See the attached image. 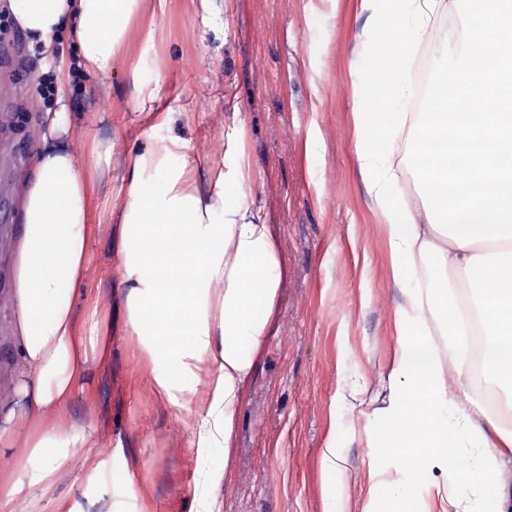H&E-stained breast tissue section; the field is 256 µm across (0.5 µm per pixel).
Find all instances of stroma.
Segmentation results:
<instances>
[{
	"mask_svg": "<svg viewBox=\"0 0 512 512\" xmlns=\"http://www.w3.org/2000/svg\"><path fill=\"white\" fill-rule=\"evenodd\" d=\"M359 13L360 0H212L205 10L199 0H170L154 42L131 43L132 56L144 60L141 79L158 82L170 109L192 117L155 129L156 137L180 134L221 164L227 133L246 124L250 203L277 245L280 286L232 453L209 460L229 466L223 512H333L319 467L331 437L347 459L336 486L345 512H362L370 469L398 478L383 453L388 434L375 421L377 402L353 413L338 399L364 384L380 391L396 348L400 296L355 154ZM9 55L0 64V294L12 270L16 186L40 135L37 116L56 105L31 92L37 79L53 78V66L22 61L14 49ZM127 68L118 59L111 75L73 84L65 102L73 148L97 136L115 141L111 166L98 173L93 214L105 227L143 130ZM100 299L112 306V363L90 372L74 409L93 412L96 439H122L138 458L152 512H188L201 464L186 446V427L137 380L120 299ZM54 494L70 498L75 512L138 509L117 468L92 476L78 450Z\"/></svg>",
	"mask_w": 512,
	"mask_h": 512,
	"instance_id": "obj_1",
	"label": "stroma"
}]
</instances>
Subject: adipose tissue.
<instances>
[{
	"label": "adipose tissue",
	"instance_id": "obj_1",
	"mask_svg": "<svg viewBox=\"0 0 512 512\" xmlns=\"http://www.w3.org/2000/svg\"><path fill=\"white\" fill-rule=\"evenodd\" d=\"M140 0H12L18 28L44 56H53L59 31L77 40L74 60L60 62L66 87L85 74L106 76L123 55L129 23ZM444 0H360L364 17L358 54L389 56L412 49ZM512 0H483L472 23L475 43L456 46L446 78L459 103L494 102L491 112L464 113L449 124L445 100L421 98L416 112L401 111L411 86L406 77L355 113V150L367 196L384 219L392 257L390 275L402 296L393 310L397 350L384 378L388 394L378 410L390 439L386 456L400 478L373 472L375 488L406 500L414 489L454 501L456 512H512V485L499 474L512 462V430L472 390L465 372L474 323H482L487 392L507 389L512 406V37L501 21ZM395 28L400 44L372 39ZM136 108L147 124L130 155L115 200L120 219L110 237L120 275L128 358L158 401L182 410L188 447L199 460L230 448L243 398L268 337L280 285L279 261L268 225L250 205L251 160L245 124L230 138L233 162L223 166L193 151L181 136L158 138L154 129L173 114L158 86L130 62ZM391 119L378 123V111ZM42 130L30 170L18 186L20 217L13 243L14 286L7 310L14 333V376L0 392V512L23 502L26 512H74L53 498L70 462L76 427L92 415L71 408L90 367L107 370L112 339L108 312L91 305L78 323L76 297L94 284L90 244L96 165L112 158L113 142L94 139L86 163L70 142L65 112L39 115ZM404 136L418 202L394 195L395 154ZM432 258L428 287L411 282L415 259ZM469 295L465 318L449 322L454 283ZM54 448L38 477V491L13 479V464H27ZM227 469H202L189 512H222ZM472 496H465V489Z\"/></svg>",
	"mask_w": 512,
	"mask_h": 512
}]
</instances>
